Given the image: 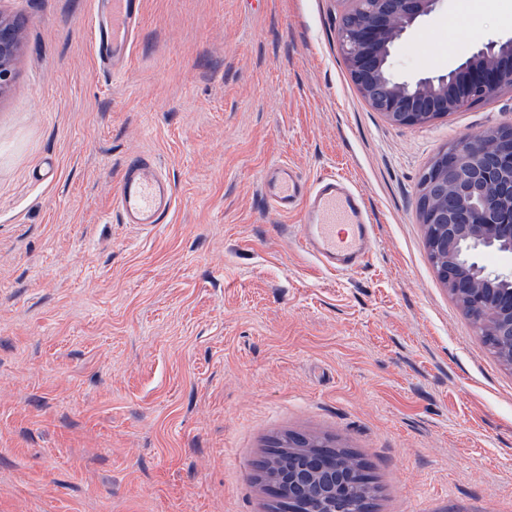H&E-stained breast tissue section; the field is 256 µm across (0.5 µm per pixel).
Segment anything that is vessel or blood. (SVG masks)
I'll list each match as a JSON object with an SVG mask.
<instances>
[{
    "mask_svg": "<svg viewBox=\"0 0 512 512\" xmlns=\"http://www.w3.org/2000/svg\"><path fill=\"white\" fill-rule=\"evenodd\" d=\"M141 6V0H97L88 34L98 60L112 71L127 68ZM262 186L278 212H301V245L321 267L348 274L369 261L374 249L373 225L365 197L343 176L329 172L309 185L288 164L279 163L264 173ZM113 204L122 223L151 230L167 222L176 198L153 159L137 155L123 167Z\"/></svg>",
    "mask_w": 512,
    "mask_h": 512,
    "instance_id": "vessel-or-blood-1",
    "label": "vessel or blood"
}]
</instances>
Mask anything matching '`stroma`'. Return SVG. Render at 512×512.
I'll use <instances>...</instances> for the list:
<instances>
[{
  "instance_id": "1",
  "label": "stroma",
  "mask_w": 512,
  "mask_h": 512,
  "mask_svg": "<svg viewBox=\"0 0 512 512\" xmlns=\"http://www.w3.org/2000/svg\"><path fill=\"white\" fill-rule=\"evenodd\" d=\"M95 0H0L21 17L0 94V512H267L251 474L294 431L360 453L377 512H512V370L428 258L418 182L449 144L512 125V92L425 125L373 111L337 0H143L130 66L103 69ZM512 38V0H440L399 40V81ZM177 194L120 223L124 160ZM365 195L370 262L330 274L272 163ZM52 164L56 178L40 179Z\"/></svg>"
}]
</instances>
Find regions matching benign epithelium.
<instances>
[{
	"mask_svg": "<svg viewBox=\"0 0 512 512\" xmlns=\"http://www.w3.org/2000/svg\"><path fill=\"white\" fill-rule=\"evenodd\" d=\"M338 40L352 82L369 107L391 123L427 124L460 112L502 91L512 92V39L474 51L446 74L399 82L390 76L396 42L441 0H342ZM20 30L0 15V92L13 80ZM512 127L491 129L440 153L426 168L419 198V221L443 276L459 265V256L494 253L512 256ZM448 288L463 296L483 320L502 361L512 367V271L472 269L468 279H452ZM347 456L323 452L289 480L302 497L299 512H321L318 495L330 489L337 499L357 500L363 487Z\"/></svg>",
	"mask_w": 512,
	"mask_h": 512,
	"instance_id": "7a95c632",
	"label": "benign epithelium"
}]
</instances>
